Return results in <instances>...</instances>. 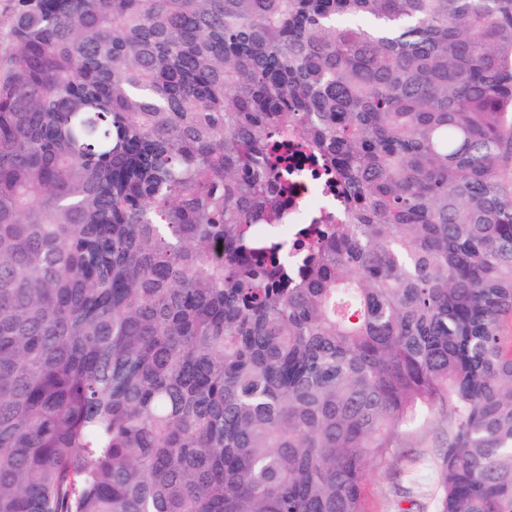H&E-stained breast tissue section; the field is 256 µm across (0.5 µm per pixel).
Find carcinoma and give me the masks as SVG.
Segmentation results:
<instances>
[{
    "label": "carcinoma",
    "mask_w": 512,
    "mask_h": 512,
    "mask_svg": "<svg viewBox=\"0 0 512 512\" xmlns=\"http://www.w3.org/2000/svg\"><path fill=\"white\" fill-rule=\"evenodd\" d=\"M13 2L0 512H367L439 407L436 512H512V0ZM317 158L297 157L288 172V195L290 203L281 224L269 228L275 238L286 244L298 237L301 224H315L327 214L342 215L341 197L330 180L311 175L315 168L321 169Z\"/></svg>",
    "instance_id": "1"
}]
</instances>
